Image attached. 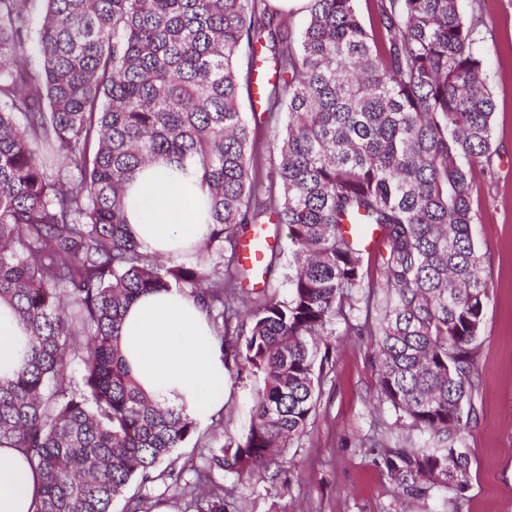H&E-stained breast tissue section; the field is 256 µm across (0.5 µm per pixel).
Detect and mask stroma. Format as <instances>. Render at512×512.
I'll list each match as a JSON object with an SVG mask.
<instances>
[{
    "label": "stroma",
    "instance_id": "obj_1",
    "mask_svg": "<svg viewBox=\"0 0 512 512\" xmlns=\"http://www.w3.org/2000/svg\"><path fill=\"white\" fill-rule=\"evenodd\" d=\"M484 62L496 109L493 141L498 157L472 185L473 236L488 278L487 304L477 356V418L463 445L472 459L470 487L459 512H512V0H461ZM270 275H256V290L280 299L288 291L287 227L275 230ZM328 371L315 413L303 434L285 448L278 467L245 480L224 478L225 512H450L447 494L401 504L378 462L370 437L395 446L421 445L417 431L396 426L395 413L377 402L374 339L337 321ZM220 415L199 425V442L178 449L174 466L200 467L211 448L246 433L259 377L227 372Z\"/></svg>",
    "mask_w": 512,
    "mask_h": 512
}]
</instances>
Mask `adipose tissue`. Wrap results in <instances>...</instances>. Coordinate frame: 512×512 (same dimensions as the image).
<instances>
[{"instance_id": "ef3b65f1", "label": "adipose tissue", "mask_w": 512, "mask_h": 512, "mask_svg": "<svg viewBox=\"0 0 512 512\" xmlns=\"http://www.w3.org/2000/svg\"><path fill=\"white\" fill-rule=\"evenodd\" d=\"M208 195L192 174L164 160L140 169L125 191L135 239L150 253L181 256L207 234ZM28 338L14 308L0 301V379L20 368ZM120 350L143 392L202 421L222 410L226 368L212 328L187 290L138 297L120 328ZM39 477L16 449L0 447V512H36Z\"/></svg>"}]
</instances>
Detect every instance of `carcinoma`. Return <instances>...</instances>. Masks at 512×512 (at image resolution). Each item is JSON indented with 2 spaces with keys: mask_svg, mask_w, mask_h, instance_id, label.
<instances>
[{
  "mask_svg": "<svg viewBox=\"0 0 512 512\" xmlns=\"http://www.w3.org/2000/svg\"><path fill=\"white\" fill-rule=\"evenodd\" d=\"M42 10H37V2ZM308 0L300 31L276 0H0V300L30 336L0 380V441L41 479L36 512H149L171 482L185 512H224L223 475L252 477L300 436L329 352L359 296L377 312L379 402L446 448H385L406 501L470 487L462 435L475 415L490 284L471 187L491 163L495 100L459 0ZM249 56L240 71L241 47ZM40 65H32L31 55ZM271 71L254 100L255 72ZM286 112L274 177L254 170L241 98ZM193 169L209 233L194 261L128 232L126 184L144 163ZM284 224L288 293L258 300L239 261L246 228ZM378 232L376 273L362 245ZM188 289L224 356L262 377L247 433L211 456L204 486L166 464L197 421L159 409L118 349L141 294ZM80 380L64 373L67 356Z\"/></svg>",
  "mask_w": 512,
  "mask_h": 512,
  "instance_id": "carcinoma-1",
  "label": "carcinoma"
}]
</instances>
